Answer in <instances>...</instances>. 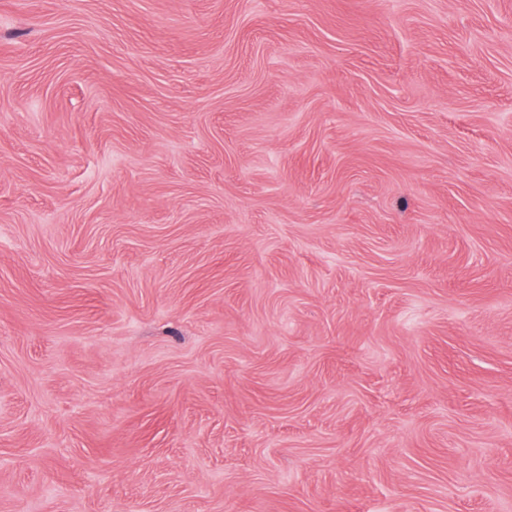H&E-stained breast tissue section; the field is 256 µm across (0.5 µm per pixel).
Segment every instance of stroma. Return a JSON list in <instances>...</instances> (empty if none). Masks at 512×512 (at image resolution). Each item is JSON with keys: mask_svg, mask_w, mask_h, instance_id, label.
I'll return each instance as SVG.
<instances>
[{"mask_svg": "<svg viewBox=\"0 0 512 512\" xmlns=\"http://www.w3.org/2000/svg\"><path fill=\"white\" fill-rule=\"evenodd\" d=\"M0 512H512V0H0Z\"/></svg>", "mask_w": 512, "mask_h": 512, "instance_id": "35a3bbf8", "label": "stroma"}]
</instances>
